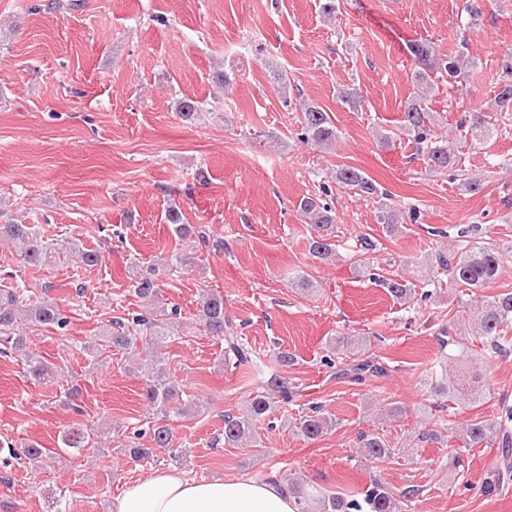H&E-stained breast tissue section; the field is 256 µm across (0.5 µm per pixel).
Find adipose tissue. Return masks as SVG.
<instances>
[{
    "instance_id": "ef3b65f1",
    "label": "adipose tissue",
    "mask_w": 512,
    "mask_h": 512,
    "mask_svg": "<svg viewBox=\"0 0 512 512\" xmlns=\"http://www.w3.org/2000/svg\"><path fill=\"white\" fill-rule=\"evenodd\" d=\"M112 512H297L287 489L250 479H188L158 471L127 484Z\"/></svg>"
}]
</instances>
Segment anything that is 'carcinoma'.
Masks as SVG:
<instances>
[{"label": "carcinoma", "mask_w": 512, "mask_h": 512, "mask_svg": "<svg viewBox=\"0 0 512 512\" xmlns=\"http://www.w3.org/2000/svg\"><path fill=\"white\" fill-rule=\"evenodd\" d=\"M412 53L430 61V69L443 71L449 77H457L471 64L465 57L456 61L436 57L433 47L417 44ZM417 91L406 102L403 109L401 129L412 138L416 152L427 159L429 166L443 171L459 163L460 157L455 153L448 139L441 138L433 129L429 102L439 92V86L432 76L424 73L415 75ZM494 105L499 112H512V51L507 53L502 65V79L499 92L494 98ZM301 124L305 131V140L311 144L324 147L336 142L337 131L331 117L322 107L313 103H301ZM469 131L475 138H487L498 131L507 132L487 120L484 112H473L470 116ZM336 183L358 195L379 198V221L387 232L396 230L399 223V211L388 201L390 193L377 188L371 178L359 169L343 166L336 171ZM298 212L304 223L311 226L313 234L309 239V254L327 261L336 256L334 218L331 207L319 197H304L298 205ZM167 220L173 226L178 239L184 240L194 235L203 243H208L204 232L190 224L181 223L179 212L175 208L168 210ZM479 231L477 224H462L456 229L457 247L449 254H438L436 258L438 271L432 272L429 282L439 287L449 284L458 289L461 299L471 298L476 291L488 287L504 272L501 255L493 247L476 241ZM0 241L18 249L24 261L33 266H42L51 261L56 253L53 244L43 240L33 226L29 224H1ZM69 250L86 266L99 264L101 255L92 249H77L68 243ZM155 269L136 272L135 293L143 303L142 311L132 315L131 325L121 322L103 329L97 343L83 346L90 350L92 359L110 357L112 350L126 352L134 348L140 333H145V340L157 347L176 332L193 330L199 326L202 331L224 343V365L237 369L254 365L253 351L246 346L237 334L236 326L224 313V295L209 292L203 295L197 314L190 323L176 317L178 310L167 309L160 302L159 291L153 276ZM382 285L388 293L398 299L407 300L416 295L415 284L405 279H382ZM70 323L65 310L51 299L32 297L16 293L9 288L0 289V337L11 344V349L23 362L27 373L35 381L49 380L57 375V367L46 361L36 352L30 350V334L41 329L67 330ZM469 326L473 336L481 344L475 351L468 347L461 349L458 357L440 362L441 372L432 384L435 394L450 402L467 399L469 401L481 396L482 376L468 367L469 359L477 357L485 362L508 353L512 348V290L499 293L482 301L480 309L475 312ZM144 379L143 398L153 411L152 442L153 448L173 447L171 421L185 418L192 411L203 406L204 401L194 394L181 389L179 383L171 379L157 355H151L145 362L137 363ZM386 373L380 363L371 359H359L357 363L343 369L358 383L366 378L382 376ZM295 395L287 379L272 374L263 379V384L254 392L239 413L224 415V444L238 447L257 439L256 421L270 411L276 403L288 404ZM512 407L502 409L499 422L493 424L486 420L469 421L458 438L462 447L473 448L487 440H497L501 444L505 472L512 471ZM335 426V420L322 412V407H311V414L300 417L294 423L297 436L314 440ZM96 433L82 423H75L60 435L63 447L76 451H85L95 447ZM361 447L366 460L374 463L387 458L391 451L386 442L375 433L361 436ZM21 454L30 462L47 463L52 460L53 451L40 443L30 440L20 444ZM288 491L293 494L300 506V512H409L418 490L412 488L396 498L380 482L374 480L361 492L362 499L353 495H320L304 487L299 482L288 483Z\"/></svg>", "instance_id": "obj_1"}]
</instances>
